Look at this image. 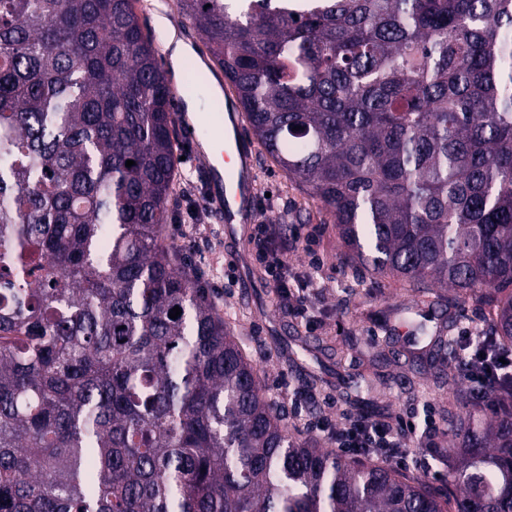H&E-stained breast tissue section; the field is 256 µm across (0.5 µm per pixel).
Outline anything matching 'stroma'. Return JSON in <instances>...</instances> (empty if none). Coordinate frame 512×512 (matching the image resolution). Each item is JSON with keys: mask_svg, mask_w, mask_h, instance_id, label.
Listing matches in <instances>:
<instances>
[{"mask_svg": "<svg viewBox=\"0 0 512 512\" xmlns=\"http://www.w3.org/2000/svg\"><path fill=\"white\" fill-rule=\"evenodd\" d=\"M137 15L162 63L170 61L166 40L171 27L192 47V61L200 62L202 44L197 32L189 20L179 16L174 0H139ZM254 166L256 223L271 225L277 239L292 244L289 276H310L317 284L308 301L306 318L293 317L282 308L272 282L250 256V243L242 245V263L235 268L227 266L229 247L224 243L223 223L212 217L204 224L196 223L194 215L206 202L203 165L178 161V170L190 187L167 224L164 239L167 245L179 244L187 249L189 273L207 289L220 315L239 338L267 395L288 408L289 430L308 438L312 435L308 424L314 416L338 422L344 415L360 412L345 399L344 387L336 375L333 348L343 347L353 336L366 343L389 336L396 345H403L415 335L420 318L411 312L412 301L402 283L341 262L342 246L336 229L318 200L289 181L264 152L256 153ZM399 303L408 307V314L385 318L387 308ZM311 372L320 378L311 395L317 411L292 410L290 399L282 397L278 383L287 380L293 389ZM375 402V413L383 419L417 421L410 440L412 459L405 470L423 476L436 491L445 492V480L437 475L441 464L434 461L433 450L438 445L447 446L448 439L427 428L423 418L425 408L430 406L435 420L443 419L452 403L451 388L433 386L415 396L396 401L379 396Z\"/></svg>", "mask_w": 512, "mask_h": 512, "instance_id": "obj_1", "label": "stroma"}]
</instances>
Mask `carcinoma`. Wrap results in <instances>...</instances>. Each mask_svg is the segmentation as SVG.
<instances>
[{"label": "carcinoma", "instance_id": "obj_1", "mask_svg": "<svg viewBox=\"0 0 512 512\" xmlns=\"http://www.w3.org/2000/svg\"><path fill=\"white\" fill-rule=\"evenodd\" d=\"M136 2L0 0V512H512V385L485 410L445 335L450 290L512 350V0H177L342 262L440 313L396 357L455 386L444 493L290 434L162 243L174 96Z\"/></svg>", "mask_w": 512, "mask_h": 512}]
</instances>
